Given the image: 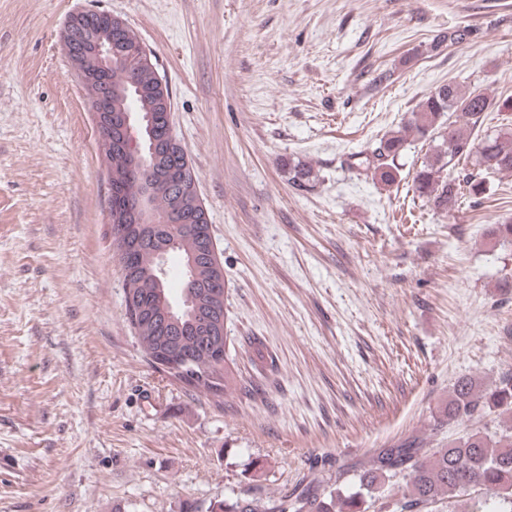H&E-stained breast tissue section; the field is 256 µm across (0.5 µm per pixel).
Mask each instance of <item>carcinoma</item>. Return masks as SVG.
I'll use <instances>...</instances> for the list:
<instances>
[{
    "instance_id": "obj_1",
    "label": "carcinoma",
    "mask_w": 512,
    "mask_h": 512,
    "mask_svg": "<svg viewBox=\"0 0 512 512\" xmlns=\"http://www.w3.org/2000/svg\"><path fill=\"white\" fill-rule=\"evenodd\" d=\"M104 38L123 47L130 39L129 29L114 23L103 12L73 30V40L82 43L89 37ZM468 37L465 29H453L435 36V47L453 46ZM100 89H112V111L158 114L171 105L169 89H161L140 58L131 54L114 59L112 69L98 76ZM491 103L477 90L465 91L454 80L431 90L411 112L401 127L384 133L375 143L357 153L359 164L373 179L393 185L399 175L397 160L410 140L431 141L433 155L413 177L415 192L439 210H451L467 194L481 198L486 191L485 176L512 173V129L478 137L475 130L484 122ZM460 112L465 121L445 123L448 113ZM475 158L477 171L445 176L444 171L460 160ZM142 172L112 183V209H122L136 198L142 183H154L153 206L165 223L155 224L136 239L123 268L125 300L139 310L133 327L135 338L152 363L162 349L179 358L176 366L163 371L187 389L223 403L234 372L227 361L217 357L226 349V339L218 332L223 323L224 281L213 280L212 267L205 257L211 224L208 214L191 204L189 187L195 172L182 149L169 146L168 130L160 122L155 129L153 155H144ZM108 168L119 174L126 170L127 157L121 148L106 154ZM319 180L312 167L288 165V183L299 190L313 188ZM176 255L180 263L196 260L193 279L180 270L181 297L172 304L169 277L159 273V251ZM497 409L512 413V375L490 390L480 388L471 377L459 379L448 395L443 416L448 422L481 417ZM400 476L405 489L397 512H422L457 492L472 488L485 490L497 499L495 512H512V426L490 435L472 431L454 439L446 448H384L373 456L368 467L358 474V489L348 495L326 491L310 481L279 499L237 498L219 502L211 512H366L367 500L376 498L386 480Z\"/></svg>"
}]
</instances>
